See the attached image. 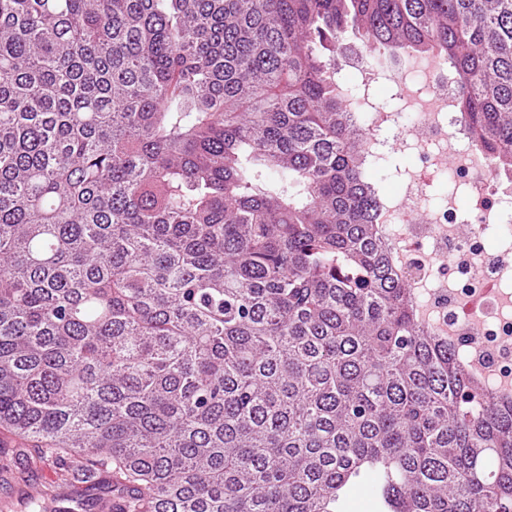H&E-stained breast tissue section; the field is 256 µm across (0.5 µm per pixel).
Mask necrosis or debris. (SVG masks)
<instances>
[{
    "label": "necrosis or debris",
    "mask_w": 512,
    "mask_h": 512,
    "mask_svg": "<svg viewBox=\"0 0 512 512\" xmlns=\"http://www.w3.org/2000/svg\"><path fill=\"white\" fill-rule=\"evenodd\" d=\"M392 83L414 114L409 124L378 107V88ZM344 101L366 124L368 162L384 160L393 144L415 153L422 172L407 171L401 190L380 196L378 213L438 330L471 360L491 359L498 376H512V313L503 306L512 289V185L492 174L488 157L454 129L456 92L441 63L405 71L361 63L345 81ZM461 186L466 206L434 204L433 179Z\"/></svg>",
    "instance_id": "4bbe7bcc"
}]
</instances>
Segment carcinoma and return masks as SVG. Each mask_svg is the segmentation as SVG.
I'll return each instance as SVG.
<instances>
[{"mask_svg":"<svg viewBox=\"0 0 512 512\" xmlns=\"http://www.w3.org/2000/svg\"><path fill=\"white\" fill-rule=\"evenodd\" d=\"M436 50L512 182V0H0V450L121 512H512L336 87ZM340 512H380L382 509L372 496L367 479L353 485L339 503Z\"/></svg>","mask_w":512,"mask_h":512,"instance_id":"obj_1","label":"carcinoma"}]
</instances>
